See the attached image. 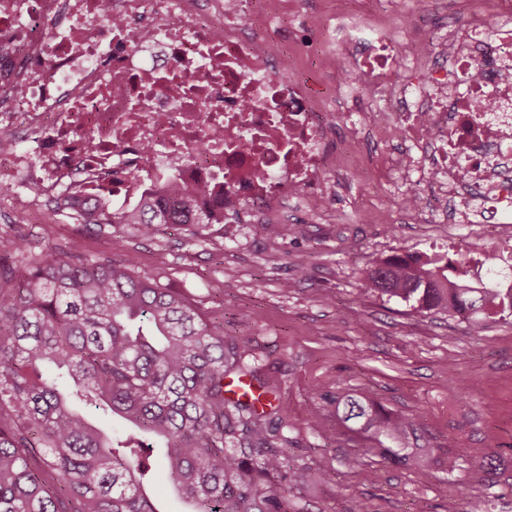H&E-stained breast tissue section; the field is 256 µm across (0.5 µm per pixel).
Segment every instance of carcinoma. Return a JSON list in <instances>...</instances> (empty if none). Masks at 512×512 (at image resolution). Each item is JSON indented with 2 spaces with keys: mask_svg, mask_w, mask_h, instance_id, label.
<instances>
[{
  "mask_svg": "<svg viewBox=\"0 0 512 512\" xmlns=\"http://www.w3.org/2000/svg\"><path fill=\"white\" fill-rule=\"evenodd\" d=\"M150 190L134 207L103 200L71 214L82 224L224 223L196 192ZM496 252L444 264L393 255L367 272L366 291L456 314L476 335L490 313L512 316V287L471 272ZM245 342L212 325L184 296L110 257L89 259L74 241L0 259V512H159L151 480L161 469L185 512H304L302 487L329 474L294 465L274 406L226 396L225 380L272 386ZM336 431L365 455L422 475L432 449L411 442V418L369 391L336 399Z\"/></svg>",
  "mask_w": 512,
  "mask_h": 512,
  "instance_id": "1",
  "label": "carcinoma"
}]
</instances>
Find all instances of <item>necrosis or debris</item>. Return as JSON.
Masks as SVG:
<instances>
[{
  "mask_svg": "<svg viewBox=\"0 0 512 512\" xmlns=\"http://www.w3.org/2000/svg\"><path fill=\"white\" fill-rule=\"evenodd\" d=\"M496 34L449 18L438 55L401 57L387 31L344 15L326 42L359 74L364 136L388 157L411 224H512V0ZM264 0H0V196L39 207L138 202L170 173L240 223L250 208L336 188L323 97L290 76Z\"/></svg>",
  "mask_w": 512,
  "mask_h": 512,
  "instance_id": "obj_1",
  "label": "necrosis or debris"
}]
</instances>
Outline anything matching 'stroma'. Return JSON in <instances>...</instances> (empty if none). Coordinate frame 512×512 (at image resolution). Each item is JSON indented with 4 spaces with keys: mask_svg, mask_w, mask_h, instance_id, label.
Returning a JSON list of instances; mask_svg holds the SVG:
<instances>
[{
    "mask_svg": "<svg viewBox=\"0 0 512 512\" xmlns=\"http://www.w3.org/2000/svg\"><path fill=\"white\" fill-rule=\"evenodd\" d=\"M272 8L298 17L283 33L296 76L305 69L300 45L315 14L370 18L397 40L429 48L410 0L396 13L373 0H273ZM335 149L348 167V192L318 224L297 209L275 210L251 224L192 231L169 224L147 237L129 224L73 222L49 200L37 210L1 207L0 241L20 234L37 253L80 240L88 257L109 256L157 277L248 342L277 385L272 401L296 465L330 474L306 490L307 512H467L474 499L485 500L488 512H512V317H487L476 336L458 317L364 289L378 260L494 246L500 233L463 224L447 241L437 225L398 223L400 201L386 168L368 165L342 117ZM282 223L293 225L292 235H279ZM359 390L413 418L438 459L427 476L362 455L337 436L334 401Z\"/></svg>",
    "mask_w": 512,
    "mask_h": 512,
    "instance_id": "1",
    "label": "stroma"
}]
</instances>
